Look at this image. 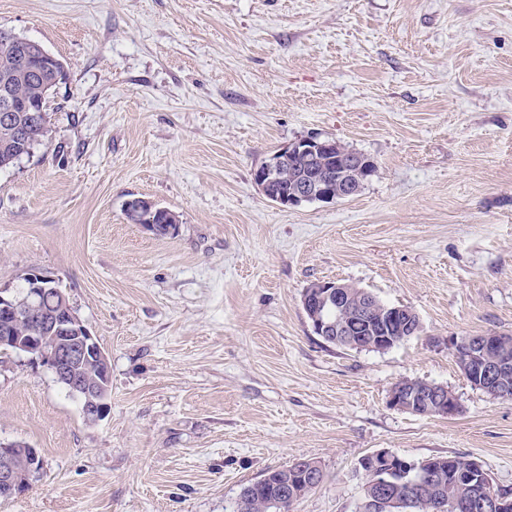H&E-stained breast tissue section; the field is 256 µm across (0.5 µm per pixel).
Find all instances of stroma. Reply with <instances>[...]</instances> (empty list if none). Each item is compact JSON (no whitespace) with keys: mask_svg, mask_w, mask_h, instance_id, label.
Segmentation results:
<instances>
[{"mask_svg":"<svg viewBox=\"0 0 512 512\" xmlns=\"http://www.w3.org/2000/svg\"><path fill=\"white\" fill-rule=\"evenodd\" d=\"M67 77L54 133L0 171V287L37 269L107 352L106 417L26 355L0 366V442L43 466L0 512H233L317 461L290 512H358L359 460L463 454L512 487V402L453 338L512 334V0H0ZM312 135L374 161L360 191L281 208L253 171ZM143 197L179 220L130 223ZM412 309L383 352L317 336L310 284ZM441 384L448 418L392 407ZM297 461H302V465L308 469L313 466V469L310 470L317 473L316 483L304 484V479L302 482L299 477L301 472L294 473V462L286 467L269 468L261 476V478L265 477L262 482L259 481L261 479L259 478L241 488L235 502L234 512H290L293 502L317 488L323 479L322 469L317 462L311 459ZM287 483L297 484L295 488L298 494L293 501L290 500L289 494L288 497H285L290 491V486H288V491L286 489Z\"/></svg>","mask_w":512,"mask_h":512,"instance_id":"stroma-1","label":"stroma"}]
</instances>
